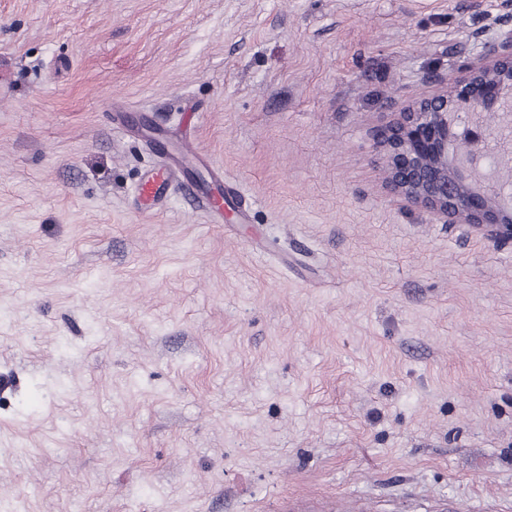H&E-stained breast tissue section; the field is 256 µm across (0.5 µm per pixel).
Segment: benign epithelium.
<instances>
[{"label":"benign epithelium","instance_id":"benign-epithelium-1","mask_svg":"<svg viewBox=\"0 0 512 512\" xmlns=\"http://www.w3.org/2000/svg\"><path fill=\"white\" fill-rule=\"evenodd\" d=\"M486 13L494 37L440 90L378 130L386 187L444 224L512 247V0Z\"/></svg>","mask_w":512,"mask_h":512}]
</instances>
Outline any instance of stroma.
I'll return each mask as SVG.
<instances>
[{
	"label": "stroma",
	"instance_id": "obj_1",
	"mask_svg": "<svg viewBox=\"0 0 512 512\" xmlns=\"http://www.w3.org/2000/svg\"><path fill=\"white\" fill-rule=\"evenodd\" d=\"M491 2L0 0V512H512V248L372 138ZM200 158V154L193 145L186 146L183 153L179 152L171 165L143 179L137 189L139 198L152 203L159 202L167 194L170 186L178 182L179 174L183 169L199 161Z\"/></svg>",
	"mask_w": 512,
	"mask_h": 512
}]
</instances>
